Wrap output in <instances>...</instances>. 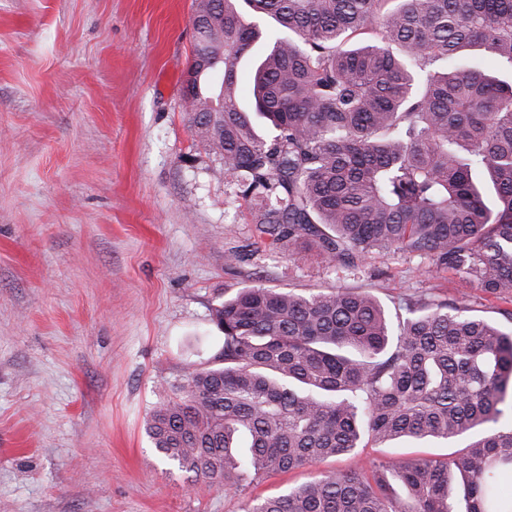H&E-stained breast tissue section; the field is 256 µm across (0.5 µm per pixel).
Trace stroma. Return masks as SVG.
Returning <instances> with one entry per match:
<instances>
[{"instance_id":"obj_1","label":"stroma","mask_w":512,"mask_h":512,"mask_svg":"<svg viewBox=\"0 0 512 512\" xmlns=\"http://www.w3.org/2000/svg\"><path fill=\"white\" fill-rule=\"evenodd\" d=\"M193 0H0V512H243L321 470L463 441H403L266 476L225 495L145 432L189 367H208L213 308L262 281L342 284L384 305L457 276L401 254L344 277L257 238L250 204L195 137L183 81ZM245 261L230 265L232 252Z\"/></svg>"}]
</instances>
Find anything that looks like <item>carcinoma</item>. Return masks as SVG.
Masks as SVG:
<instances>
[{
	"label": "carcinoma",
	"mask_w": 512,
	"mask_h": 512,
	"mask_svg": "<svg viewBox=\"0 0 512 512\" xmlns=\"http://www.w3.org/2000/svg\"><path fill=\"white\" fill-rule=\"evenodd\" d=\"M388 2L195 0V135L269 247L351 272L401 253L512 304V83L464 60L482 47L512 66V0ZM256 16L283 33L244 91L242 60L264 39ZM212 317L219 366L187 371L147 433L227 495L370 442L470 437L451 459L323 471L243 512H512V330L463 299L413 294L393 314L347 286L256 283Z\"/></svg>",
	"instance_id": "carcinoma-1"
}]
</instances>
